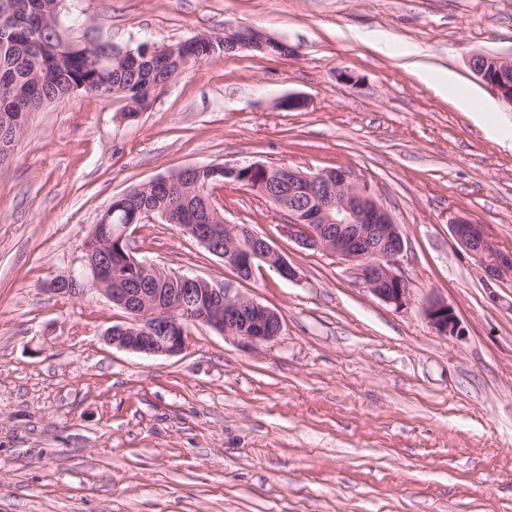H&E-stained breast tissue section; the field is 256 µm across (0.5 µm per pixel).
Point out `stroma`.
<instances>
[{"label": "stroma", "mask_w": 512, "mask_h": 512, "mask_svg": "<svg viewBox=\"0 0 512 512\" xmlns=\"http://www.w3.org/2000/svg\"><path fill=\"white\" fill-rule=\"evenodd\" d=\"M63 33L119 47L252 27L295 48L226 53L123 116L70 94L31 113L0 164V512H512V272L489 285L448 231L469 215L512 249V106L469 67L512 58V0H66ZM453 76L481 109L438 95ZM290 95L304 109H281ZM345 167L400 224L406 306L299 247L248 187L224 219L268 236L298 277L240 281L176 227L138 256L276 309L272 343L206 327L177 356L107 345L124 319L48 283L83 268L101 211L194 164ZM443 298L463 333L438 335Z\"/></svg>", "instance_id": "1"}]
</instances>
